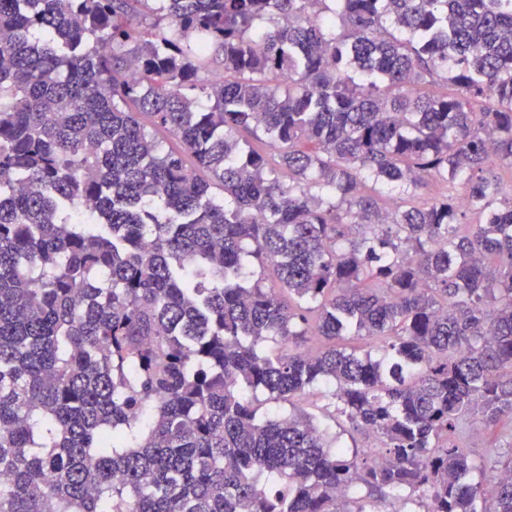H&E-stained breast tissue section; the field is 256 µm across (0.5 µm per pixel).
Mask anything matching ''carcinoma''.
Listing matches in <instances>:
<instances>
[{"instance_id":"cac0c4a2","label":"carcinoma","mask_w":512,"mask_h":512,"mask_svg":"<svg viewBox=\"0 0 512 512\" xmlns=\"http://www.w3.org/2000/svg\"><path fill=\"white\" fill-rule=\"evenodd\" d=\"M506 172L512 0H0V512H512ZM467 443L476 465L489 468L494 465L497 454H489L488 448H499L498 452L509 450L512 444V425L507 422L488 428L481 421L467 423Z\"/></svg>"}]
</instances>
